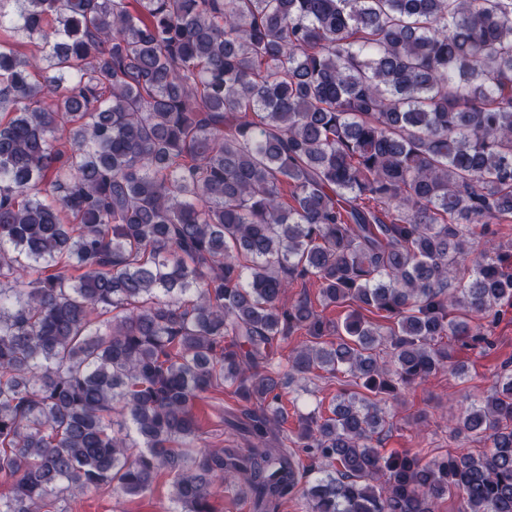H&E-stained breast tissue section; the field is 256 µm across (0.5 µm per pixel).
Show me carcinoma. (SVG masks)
I'll return each instance as SVG.
<instances>
[{
	"label": "carcinoma",
	"instance_id": "carcinoma-1",
	"mask_svg": "<svg viewBox=\"0 0 512 512\" xmlns=\"http://www.w3.org/2000/svg\"><path fill=\"white\" fill-rule=\"evenodd\" d=\"M2 30L50 49L0 40V512L163 471L170 512L217 478L253 512H512L509 369L451 430L484 449L376 446L512 307V0H0ZM317 369L363 391L288 435ZM226 384L246 447L199 451Z\"/></svg>",
	"mask_w": 512,
	"mask_h": 512
}]
</instances>
